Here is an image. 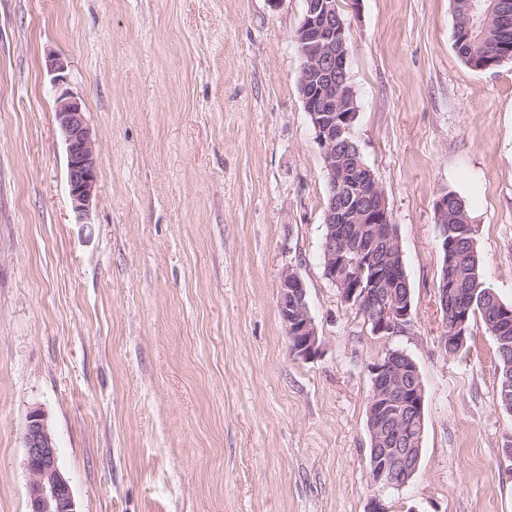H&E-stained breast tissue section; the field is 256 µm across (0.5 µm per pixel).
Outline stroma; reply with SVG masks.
<instances>
[{"instance_id": "obj_1", "label": "stroma", "mask_w": 512, "mask_h": 512, "mask_svg": "<svg viewBox=\"0 0 512 512\" xmlns=\"http://www.w3.org/2000/svg\"><path fill=\"white\" fill-rule=\"evenodd\" d=\"M351 130L396 228L413 324L377 336L321 263L327 178L298 89L304 0H0V512H28L46 417L77 512H512V415L481 320L445 349L434 203L455 193L512 305V61L477 71L452 0H338ZM59 59L61 72L49 63ZM99 158L79 223L56 98ZM321 353L292 355L280 278ZM416 362L418 472L374 485L368 366ZM305 298L306 285L302 277L293 268L285 269L280 279V315L289 334L291 352L308 360L321 352V340Z\"/></svg>"}]
</instances>
